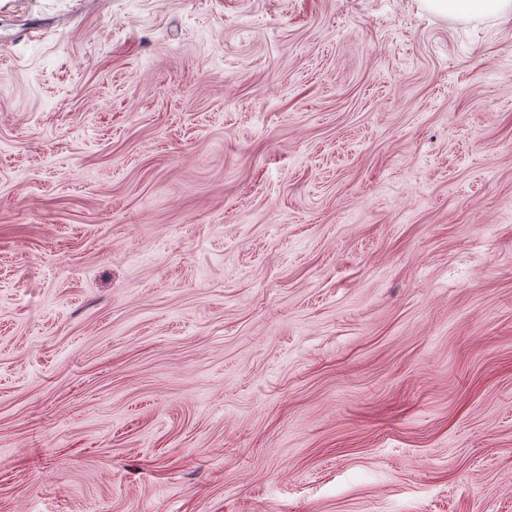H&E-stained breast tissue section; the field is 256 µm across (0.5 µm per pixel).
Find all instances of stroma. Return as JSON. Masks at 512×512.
<instances>
[{"label": "stroma", "mask_w": 512, "mask_h": 512, "mask_svg": "<svg viewBox=\"0 0 512 512\" xmlns=\"http://www.w3.org/2000/svg\"><path fill=\"white\" fill-rule=\"evenodd\" d=\"M0 512H512V20L0 0Z\"/></svg>", "instance_id": "stroma-1"}]
</instances>
